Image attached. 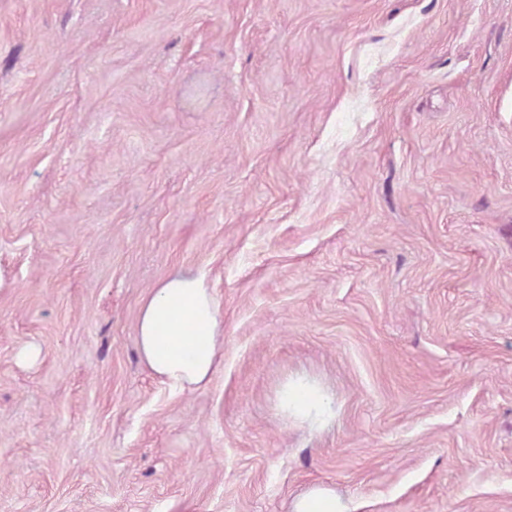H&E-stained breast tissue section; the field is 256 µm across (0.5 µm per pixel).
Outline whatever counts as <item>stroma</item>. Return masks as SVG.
<instances>
[{
    "label": "stroma",
    "mask_w": 512,
    "mask_h": 512,
    "mask_svg": "<svg viewBox=\"0 0 512 512\" xmlns=\"http://www.w3.org/2000/svg\"><path fill=\"white\" fill-rule=\"evenodd\" d=\"M198 271L177 392L136 326ZM317 488L512 512V0H0V512ZM223 314L207 277L177 272L143 298L137 322L149 370L179 391L205 385L221 364ZM278 404L288 414L303 415L317 422L326 418L319 390L301 381L286 382L278 392Z\"/></svg>",
    "instance_id": "stroma-1"
}]
</instances>
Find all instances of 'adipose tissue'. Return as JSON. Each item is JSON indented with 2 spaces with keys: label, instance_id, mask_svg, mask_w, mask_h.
Returning a JSON list of instances; mask_svg holds the SVG:
<instances>
[{
  "label": "adipose tissue",
  "instance_id": "obj_1",
  "mask_svg": "<svg viewBox=\"0 0 512 512\" xmlns=\"http://www.w3.org/2000/svg\"><path fill=\"white\" fill-rule=\"evenodd\" d=\"M223 314L204 273L177 272L159 281L143 298L137 322L142 358L170 388L187 391L205 385L221 364ZM278 404L314 421L325 419L318 389L286 382Z\"/></svg>",
  "mask_w": 512,
  "mask_h": 512
}]
</instances>
